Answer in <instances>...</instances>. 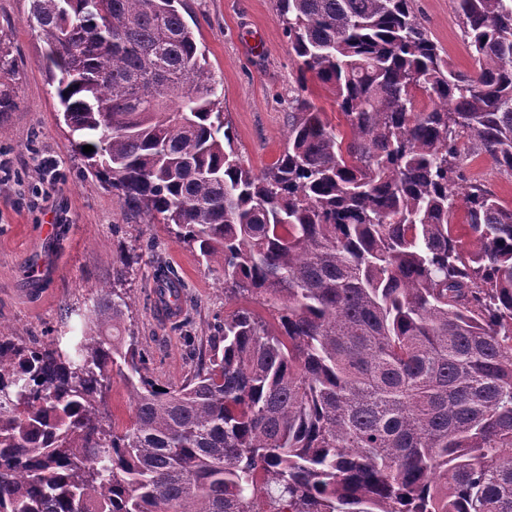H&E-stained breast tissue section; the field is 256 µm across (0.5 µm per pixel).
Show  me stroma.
I'll use <instances>...</instances> for the list:
<instances>
[{
  "label": "stroma",
  "instance_id": "35a3bbf8",
  "mask_svg": "<svg viewBox=\"0 0 512 512\" xmlns=\"http://www.w3.org/2000/svg\"><path fill=\"white\" fill-rule=\"evenodd\" d=\"M429 36L455 69L469 71L468 53L452 0H414ZM197 44L217 80L220 109L237 146L254 169L283 151L290 102L310 98L331 123L340 115L329 87L300 74L278 17V0H184ZM31 0H0V37L17 63V108L0 117V155L13 174L0 181V333L36 345L68 332L73 313L92 290L126 293L131 324L146 352L149 374L180 386L208 348L214 325L244 307L267 316L265 306L225 297L214 272L179 244L162 224H145L124 211L116 192L92 177L62 121L52 83L41 62L42 42L30 22ZM54 157L59 178L40 181L41 158ZM469 180L512 204V176L499 173L485 154L466 168ZM129 253L134 265L118 279L112 258ZM177 271L183 313L163 317L155 303L158 266Z\"/></svg>",
  "mask_w": 512,
  "mask_h": 512
}]
</instances>
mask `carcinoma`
I'll return each instance as SVG.
<instances>
[{"label": "carcinoma", "instance_id": "cac0c4a2", "mask_svg": "<svg viewBox=\"0 0 512 512\" xmlns=\"http://www.w3.org/2000/svg\"><path fill=\"white\" fill-rule=\"evenodd\" d=\"M454 69L413 0H279L287 145L245 163L182 0H32L71 143L241 309L178 387L97 288L67 344L0 334V512H512V0H452ZM0 39V114L17 101ZM466 207L468 239L456 232ZM132 420L101 410L112 372ZM466 168V175L471 181H479L489 188L495 195L512 204V176L499 173L493 160L485 154L472 159Z\"/></svg>", "mask_w": 512, "mask_h": 512}]
</instances>
